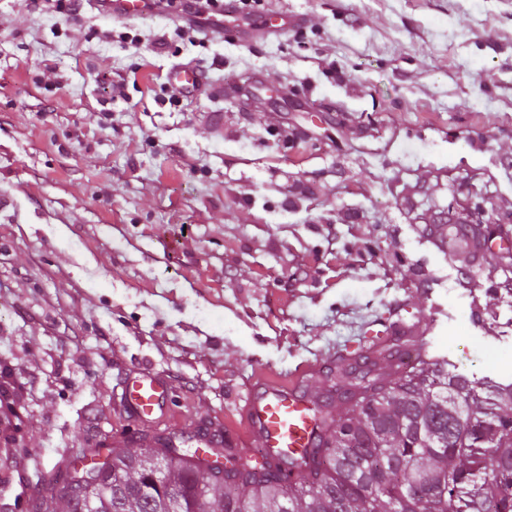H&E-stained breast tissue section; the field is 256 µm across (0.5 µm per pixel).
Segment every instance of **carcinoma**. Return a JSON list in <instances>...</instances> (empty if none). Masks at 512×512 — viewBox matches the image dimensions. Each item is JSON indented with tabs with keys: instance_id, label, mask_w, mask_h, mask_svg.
Masks as SVG:
<instances>
[{
	"instance_id": "1",
	"label": "carcinoma",
	"mask_w": 512,
	"mask_h": 512,
	"mask_svg": "<svg viewBox=\"0 0 512 512\" xmlns=\"http://www.w3.org/2000/svg\"><path fill=\"white\" fill-rule=\"evenodd\" d=\"M401 340L336 370V411L315 402L318 446L223 472L144 435L65 512H512V384L471 380ZM164 463V481L143 491ZM298 467L299 478L284 472Z\"/></svg>"
}]
</instances>
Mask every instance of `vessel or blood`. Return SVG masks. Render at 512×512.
Here are the masks:
<instances>
[{
	"label": "vessel or blood",
	"instance_id": "vessel-or-blood-1",
	"mask_svg": "<svg viewBox=\"0 0 512 512\" xmlns=\"http://www.w3.org/2000/svg\"><path fill=\"white\" fill-rule=\"evenodd\" d=\"M170 77L188 90L199 91L204 85L196 68L186 64L175 65ZM167 395L166 383L152 376H142L123 386L120 399L140 420L149 422L163 411ZM244 415L246 433L235 438V447H247L256 440L275 456L298 454L316 445L318 427L312 401L299 390L251 389L245 401Z\"/></svg>",
	"mask_w": 512,
	"mask_h": 512
}]
</instances>
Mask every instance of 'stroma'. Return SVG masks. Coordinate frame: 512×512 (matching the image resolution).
<instances>
[{"label": "stroma", "instance_id": "1", "mask_svg": "<svg viewBox=\"0 0 512 512\" xmlns=\"http://www.w3.org/2000/svg\"><path fill=\"white\" fill-rule=\"evenodd\" d=\"M262 9L301 23L195 47L172 9L0 0V512L107 438L238 437L249 387L308 366L326 391L401 319L449 370L512 382V0ZM194 59L204 90L158 105ZM145 373L171 392L153 423L117 399Z\"/></svg>", "mask_w": 512, "mask_h": 512}]
</instances>
